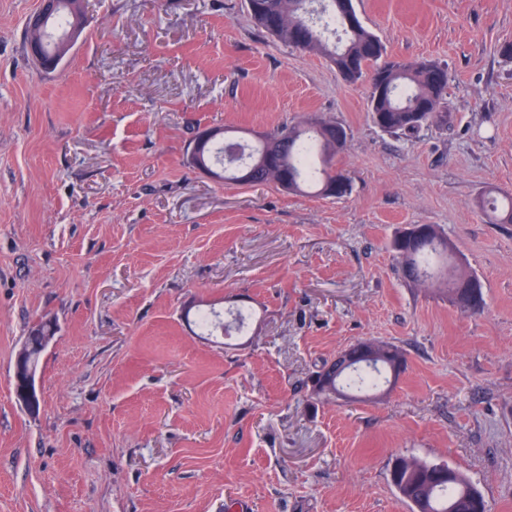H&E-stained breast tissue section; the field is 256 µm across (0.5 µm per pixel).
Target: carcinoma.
<instances>
[{"instance_id": "obj_1", "label": "carcinoma", "mask_w": 512, "mask_h": 512, "mask_svg": "<svg viewBox=\"0 0 512 512\" xmlns=\"http://www.w3.org/2000/svg\"><path fill=\"white\" fill-rule=\"evenodd\" d=\"M249 15L259 28L279 41L300 50L325 56L336 73L346 82L363 78L368 82L367 112L380 129L396 136L419 131L436 119L448 121L446 94L448 69L440 63L418 59L408 61L386 58L380 39L362 23L346 27L336 6L327 4L315 20L303 11L304 0H252ZM80 15L64 0L52 5L48 24L58 32L79 25ZM347 135L335 121L315 119L282 124L247 145L238 141L206 148L203 162L216 166L213 175L227 185L270 184L279 189L304 194L312 191L325 197L341 199L349 195V177L336 168L335 157L343 148L339 135ZM500 203L491 198L483 205L491 224H512V196H507V210L498 213ZM430 232L405 246L394 240L403 277L418 285L444 288L452 294L474 275L455 262V248L439 229L427 225ZM49 320L31 328L26 341L34 363L45 351L44 340L55 336ZM359 343L345 348L353 362L338 370L326 359L311 379V394L318 400H332L342 395L376 390L381 382H394L406 365L404 351L384 344L371 363L356 357ZM397 476L391 484L410 506L423 504L427 512H491L481 492L460 471L449 479L440 474L442 464L414 456L395 458Z\"/></svg>"}]
</instances>
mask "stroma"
Segmentation results:
<instances>
[{
    "label": "stroma",
    "instance_id": "1",
    "mask_svg": "<svg viewBox=\"0 0 512 512\" xmlns=\"http://www.w3.org/2000/svg\"><path fill=\"white\" fill-rule=\"evenodd\" d=\"M388 54L445 65L448 121L388 134L367 86L258 28L244 0H85L56 71L27 51L40 0H0V512H411L391 460L445 462L512 512V0H353ZM341 123L344 199L218 183L194 134ZM438 226L480 280L467 314L401 274ZM255 310L244 337L198 309ZM57 332L36 381L15 353ZM407 365L372 400L307 380L359 340ZM56 331L51 329L50 321L48 319L39 321L34 327L31 328L25 342V344L31 351L35 366L39 365L42 353L45 351L44 340L46 336H52L54 338ZM15 368H16V372H19L20 374H23L26 377L27 390L25 391L23 396L17 395L19 402L22 404V406H24L26 408L28 401L30 399V396L32 395V393L34 391L33 387L36 390V386H35L36 370H35L33 363L31 362V360L28 358L27 355L24 354L23 349L16 356Z\"/></svg>",
    "mask_w": 512,
    "mask_h": 512
}]
</instances>
